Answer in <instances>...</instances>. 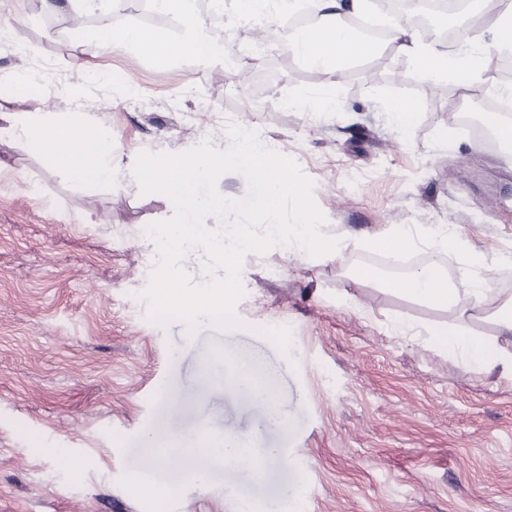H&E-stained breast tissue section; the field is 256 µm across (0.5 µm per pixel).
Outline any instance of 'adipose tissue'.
Wrapping results in <instances>:
<instances>
[{
  "instance_id": "1",
  "label": "adipose tissue",
  "mask_w": 512,
  "mask_h": 512,
  "mask_svg": "<svg viewBox=\"0 0 512 512\" xmlns=\"http://www.w3.org/2000/svg\"><path fill=\"white\" fill-rule=\"evenodd\" d=\"M318 18L294 35L288 37L290 48L306 63L321 68L332 76L363 59L372 57L377 45H366L351 31L348 19L361 12L366 0H313ZM160 9L179 21L178 35L137 24L112 27L104 35L85 37L84 44L91 57L111 54L116 50L137 52L156 65L165 67L189 56L200 66H209L224 56V44L212 38L205 18L187 7V0H158ZM493 15L492 39L500 52L512 53V0H479V6L471 17L472 25L481 24L486 15ZM389 44L407 55L414 67L434 81L445 80L466 87L477 86L485 81L487 54L479 46L470 45L456 52L437 44L423 45L411 41L407 31L400 26L392 27L387 38ZM460 246L457 237H440L431 242V255L420 269L404 275L400 282L403 297L433 309L455 312L457 326H441L429 329L430 341L452 355L465 358L476 368H501L512 375V350L469 334L461 325L462 320L474 313H487L500 335L512 336V298L487 307L488 286L482 278H464L449 282L442 269L440 255ZM211 447L217 448L225 460L236 466L258 471L262 460L279 456L276 448L258 447L256 439L244 440L227 432L212 437Z\"/></svg>"
}]
</instances>
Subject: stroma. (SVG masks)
<instances>
[{
  "label": "stroma",
  "mask_w": 512,
  "mask_h": 512,
  "mask_svg": "<svg viewBox=\"0 0 512 512\" xmlns=\"http://www.w3.org/2000/svg\"><path fill=\"white\" fill-rule=\"evenodd\" d=\"M76 28L42 0H0V34L66 75L48 93L0 100V115L81 109L128 163L179 152L211 132V114L229 115L313 180L323 231L344 248L245 254L239 329L157 323L141 296V229L170 219L169 202L131 179L72 186L24 139L1 136L0 512H239L247 500L286 512H512V376L409 341L401 326H453L454 312L355 277L377 259L366 234L441 225L461 240L449 279L512 289L500 262L512 254V161L461 127L467 90L387 47L335 82L283 44L233 69L118 51L96 60L114 84H84ZM326 91L336 111L280 106ZM393 98L415 102L411 127L392 121ZM244 358L281 425L265 426V407L234 390ZM227 430L283 455L258 479L186 455L199 435ZM154 436L178 442L173 465L150 466ZM198 465L205 480L191 475ZM173 482L179 494L165 496Z\"/></svg>",
  "instance_id": "obj_1"
}]
</instances>
